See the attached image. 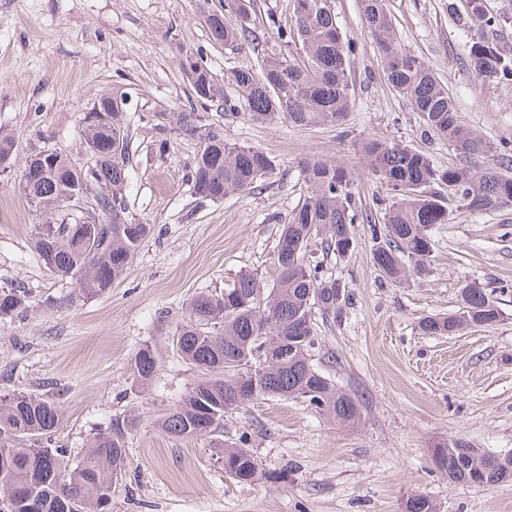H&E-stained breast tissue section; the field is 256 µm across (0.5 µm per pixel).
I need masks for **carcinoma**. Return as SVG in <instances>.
<instances>
[{
	"label": "carcinoma",
	"mask_w": 512,
	"mask_h": 512,
	"mask_svg": "<svg viewBox=\"0 0 512 512\" xmlns=\"http://www.w3.org/2000/svg\"><path fill=\"white\" fill-rule=\"evenodd\" d=\"M245 2L224 0L220 27L207 18L210 34L232 51L260 40L250 26ZM469 4L471 17L485 31L494 30L498 19L484 11V0ZM293 14V28L280 31L278 37L294 46L297 57L268 56L259 72L237 70L234 84L257 119H286L300 127L339 126L349 111L355 46L344 40L328 0H294ZM361 19L374 40L387 83L418 112L421 137L446 140L459 156L458 165L439 168L420 148L377 139L363 145L369 169L386 191L382 225H372L373 265L382 278L402 284L428 271L434 249L430 230L448 223V209L429 192L431 186L450 187L472 211H495L512 206V175L502 172L493 147L461 124L453 97L429 65L398 41L385 0H361ZM179 67L190 83L189 107L154 113L156 154H167L168 134L177 130L197 141L190 181L198 198L216 202L253 188L274 171V160L262 151L226 142L224 126L203 123L198 107L222 106L230 117L237 104L226 96L223 82L201 52L181 54ZM467 68L483 81L512 80V63L484 36L472 43ZM125 106L124 93L105 91L92 102L94 116L82 117L84 148L96 145L106 154L99 165L85 170L82 163L55 149L39 150L26 161L35 174L31 184H22L23 191L47 216L46 223L36 226L33 249L45 268L74 281L87 295L111 288L151 231V225L130 217L125 205ZM303 172L306 193L282 225L273 253L276 284L266 288L258 276L242 273L224 292L202 293L191 301L187 318L177 329V351L199 378L163 416L164 432L177 437L213 435L223 429L224 413L266 397L302 400L340 424L361 419L358 401L310 360L314 314H341L349 295L337 298L340 284L309 261L307 247L318 237L327 255L351 251V228L359 219L354 180L344 169L323 161L307 163ZM90 184L107 189L94 200L99 220L92 224L75 219L68 209V199ZM461 300L460 314L426 317L419 322L420 331L449 336L468 325L492 326L502 317L479 282L465 284ZM26 302L25 287L11 288L0 295V317L14 314ZM131 370L137 387L151 384L157 371L153 346L136 352ZM205 416L208 422L203 426ZM60 420L61 412L49 398L24 392L0 395V506H11L12 512H112V480L122 476L125 433L137 420L128 418L97 434L91 449L74 465L64 449L44 444ZM215 447L224 459V472L240 484L287 478L284 471L263 472L247 448L218 439ZM431 464L448 475V481L478 488L512 478V464L459 438L435 445ZM404 512L436 508L428 496L416 493L407 497Z\"/></svg>",
	"instance_id": "obj_1"
}]
</instances>
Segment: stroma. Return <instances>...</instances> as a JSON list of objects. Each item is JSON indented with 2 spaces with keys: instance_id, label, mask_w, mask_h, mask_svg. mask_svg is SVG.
Segmentation results:
<instances>
[{
  "instance_id": "obj_1",
  "label": "stroma",
  "mask_w": 512,
  "mask_h": 512,
  "mask_svg": "<svg viewBox=\"0 0 512 512\" xmlns=\"http://www.w3.org/2000/svg\"><path fill=\"white\" fill-rule=\"evenodd\" d=\"M330 2L356 47L345 124H269L244 105L231 117L205 109L207 122L223 123L227 141L263 151L276 168L256 188L202 203L188 179L195 140L173 135L169 155L155 156L151 117L187 103L190 87L177 63L183 51L202 49L231 97L234 70L293 54L277 36L292 24V0H250L264 38L233 52L206 24L224 0H0V133L15 137L14 173L0 176V292L19 284L29 291L25 309L0 318V394L56 400L63 420L48 442L74 462L115 419L137 416L124 438L125 471L112 483V512H403L415 492L437 512H512V480L477 488L449 482L431 464L434 446L452 437L512 454V207L476 212L444 186L436 192L447 199L448 221L431 229L425 276L403 285L382 279L364 222L353 224L346 256H323L315 239L307 248L351 297L340 317L315 315L311 355L337 388L359 399V424L276 397L226 413L224 440L245 444L263 471L287 474L253 485L228 478L209 438L176 437L158 425L198 377L174 336L191 300L222 292L244 272L269 287L276 282L273 250L304 196L302 162L346 169L359 209L377 218L385 190L367 166L366 140L425 148L439 167L458 161L448 142H422L417 112L384 78L359 0ZM467 3L386 0L398 40L447 87L463 124L499 149L512 145V81H483L467 69L478 36L466 24ZM112 87L128 94V212L151 232L112 288L87 296L37 260L31 238L46 218L17 173L39 146L83 159V114ZM473 280L491 293L501 321L422 335L419 320L458 314L460 291ZM145 344L155 347L159 367L142 390L130 364Z\"/></svg>"
}]
</instances>
